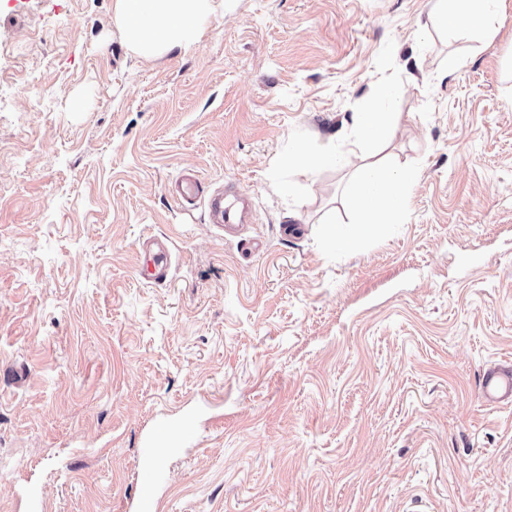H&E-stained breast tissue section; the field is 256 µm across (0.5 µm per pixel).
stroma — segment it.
I'll return each instance as SVG.
<instances>
[{"instance_id": "1", "label": "stroma", "mask_w": 512, "mask_h": 512, "mask_svg": "<svg viewBox=\"0 0 512 512\" xmlns=\"http://www.w3.org/2000/svg\"><path fill=\"white\" fill-rule=\"evenodd\" d=\"M432 3L224 0L142 57L114 0H0V512H133L150 444L159 512H512L479 390L512 364V0L490 41ZM378 104L417 180L356 238L342 123ZM296 176L310 180L321 167L336 164V146L332 142L316 154L309 153L301 146H297L290 158ZM210 224H247L250 212L245 201L233 196L226 199L224 191H216L207 202ZM152 245H155L157 249H152ZM143 256L141 275L154 282L165 281L167 278V254L164 246L155 240L149 241L143 248Z\"/></svg>"}]
</instances>
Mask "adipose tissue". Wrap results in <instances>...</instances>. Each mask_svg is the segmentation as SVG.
I'll use <instances>...</instances> for the list:
<instances>
[{
  "instance_id": "adipose-tissue-1",
  "label": "adipose tissue",
  "mask_w": 512,
  "mask_h": 512,
  "mask_svg": "<svg viewBox=\"0 0 512 512\" xmlns=\"http://www.w3.org/2000/svg\"><path fill=\"white\" fill-rule=\"evenodd\" d=\"M217 8V0H115L114 21L129 48L151 57L194 44ZM501 0H434L430 18L448 37L471 32L489 39L500 22ZM350 145L372 150L391 134L387 113L378 109L354 113L348 126ZM415 180L409 169L371 163L350 185L353 223L360 228L384 223L403 213Z\"/></svg>"
}]
</instances>
